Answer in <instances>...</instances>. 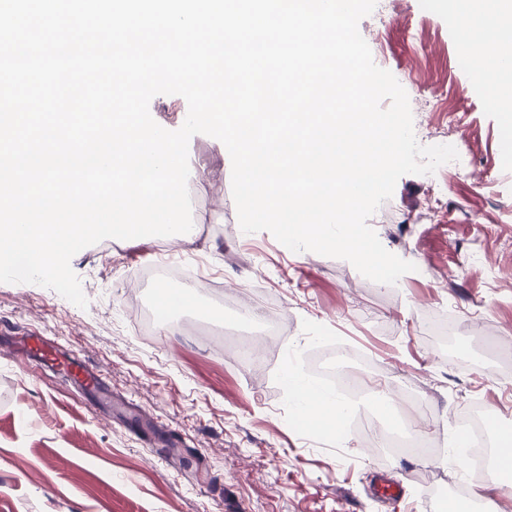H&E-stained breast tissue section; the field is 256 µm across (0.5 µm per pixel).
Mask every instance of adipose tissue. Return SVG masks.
Masks as SVG:
<instances>
[{
	"label": "adipose tissue",
	"mask_w": 512,
	"mask_h": 512,
	"mask_svg": "<svg viewBox=\"0 0 512 512\" xmlns=\"http://www.w3.org/2000/svg\"><path fill=\"white\" fill-rule=\"evenodd\" d=\"M448 13L456 18L455 36L462 51H470L476 38H483L485 48L477 72L488 87L493 107L512 103V46L498 43L499 33L512 29V0H448ZM288 394L297 400L302 424L325 434L336 433L347 408L316 387L306 384L296 374H288Z\"/></svg>",
	"instance_id": "adipose-tissue-1"
}]
</instances>
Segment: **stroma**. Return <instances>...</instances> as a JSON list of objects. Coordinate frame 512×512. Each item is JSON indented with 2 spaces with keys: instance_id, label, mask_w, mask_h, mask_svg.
Returning a JSON list of instances; mask_svg holds the SVG:
<instances>
[{
  "instance_id": "1",
  "label": "stroma",
  "mask_w": 512,
  "mask_h": 512,
  "mask_svg": "<svg viewBox=\"0 0 512 512\" xmlns=\"http://www.w3.org/2000/svg\"><path fill=\"white\" fill-rule=\"evenodd\" d=\"M454 29L440 0H377L359 23L379 31L371 53L407 92L414 127L427 140L449 131L462 166L444 186L404 175L378 208L379 240L416 266L397 285L243 233L229 153L204 134L188 146L191 201L207 218L190 241L84 248L71 261L83 309L0 283V337L57 341L104 374L116 405L96 406L54 367L0 358V512H440L459 500L465 480L449 458L385 457L356 437L339 447L299 424L283 385L289 354L304 357L319 334L363 358L365 414L379 416L400 387L423 406L420 432L443 447L476 404L494 428H512V112L493 109L475 70L459 68ZM433 94L443 111L429 107ZM163 263L206 281L200 320L276 307L278 350L250 366L169 320L133 321V308L154 304L137 279ZM441 316L471 326L448 353L432 341Z\"/></svg>"
}]
</instances>
